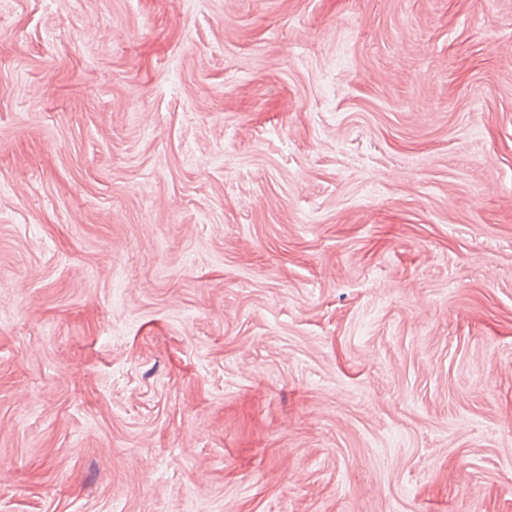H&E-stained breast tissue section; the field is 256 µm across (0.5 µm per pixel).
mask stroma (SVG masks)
Here are the masks:
<instances>
[{
  "instance_id": "35a3bbf8",
  "label": "stroma",
  "mask_w": 512,
  "mask_h": 512,
  "mask_svg": "<svg viewBox=\"0 0 512 512\" xmlns=\"http://www.w3.org/2000/svg\"><path fill=\"white\" fill-rule=\"evenodd\" d=\"M0 512H512V0H0Z\"/></svg>"
}]
</instances>
